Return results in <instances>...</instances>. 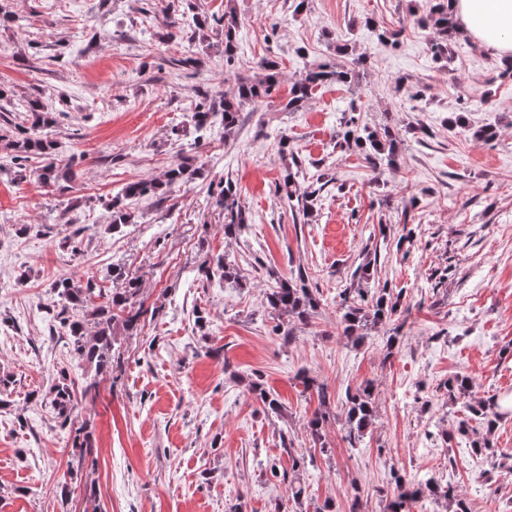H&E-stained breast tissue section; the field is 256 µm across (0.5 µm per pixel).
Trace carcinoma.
Here are the masks:
<instances>
[{
    "instance_id": "obj_1",
    "label": "carcinoma",
    "mask_w": 512,
    "mask_h": 512,
    "mask_svg": "<svg viewBox=\"0 0 512 512\" xmlns=\"http://www.w3.org/2000/svg\"><path fill=\"white\" fill-rule=\"evenodd\" d=\"M224 60L229 63L234 60L237 53L236 28L237 19L234 10L224 13ZM424 27L432 29L439 39L432 43L434 56L440 61H450L451 52L449 41L457 34V22L453 14L448 12V0H432L428 14L421 20ZM262 73L250 79H238L224 93V104L215 108L202 99L196 104L193 119L195 127L204 131L218 122L224 127V135H231L239 122V112L245 105L266 98L276 89L277 62L264 60L261 63ZM355 79L352 69L334 68L327 63L313 65L302 73L301 77L291 86L288 101L284 109L294 112L303 102L310 98L315 88L326 83L349 84ZM31 125L26 127L20 122L11 125L12 134H0V142L11 151V163L21 172L27 171L28 163L35 158L40 160L34 174L38 180L46 185H53L58 180L57 166L52 158L53 142L41 135L42 129L50 124L48 113L42 111L43 104L39 100L29 103ZM341 137L343 143L353 144L360 151L363 158L374 170L388 167L395 162L398 141L396 134L387 126L377 130L366 125H360L358 118L351 115L343 123ZM286 174L283 182L276 184L275 193L288 202H297L302 206V215L313 214L314 201L317 194L327 185L325 175L321 174L316 181L301 187L296 181V174L292 166L297 164L293 151L282 149ZM199 175V168L182 160L169 167L164 178H141L126 184L112 197V229L116 230L125 224L135 223V215L130 211V204L137 200H151L157 204L167 198L175 187L185 184ZM213 185L217 187V203L224 207L227 220L224 221V234L234 236L247 227L248 217L238 205V189L229 178H221ZM201 275L209 280L219 274L224 282L231 285H240L242 276L234 264L223 260L217 262L216 267L203 265ZM112 279L121 282V287L112 289L103 304H95V288L88 283L84 286L74 280L64 277L55 284V290L64 301L60 316V325L66 329L72 338L73 352L83 362L94 366V377L86 380L83 394L87 395L97 387V377L112 371V347L115 341L116 321H121L122 328L134 331L143 315V305L137 304L140 294V278L126 268L112 270ZM307 274L302 270L276 282L266 295L269 306L279 317H291L301 322L307 321L319 307V300L306 285ZM341 316L340 325L342 336L349 341L358 343L364 339L367 330L384 325L394 318L400 311V297L385 288L370 293L363 288L343 290L340 294ZM69 308L80 309L83 314L92 320L96 327L93 336H86L85 320L73 316H65ZM302 384L307 389L315 390L319 407L307 421V429L314 444L320 445V451H325L324 432L328 422L329 395L327 387L304 374L301 376ZM445 389L448 400H465L467 411L466 419L457 427V434L469 441L471 452L481 456L491 449L489 436L501 417L498 400L495 397L487 399L476 396L472 381L466 376H456L448 379ZM249 391L262 404L264 412L268 414H281L282 406L279 400L257 382L249 383ZM375 390L372 384L367 383L345 394L342 406L345 413L347 427L345 440L354 448L363 438L365 432L371 427L376 416ZM51 406L55 419L60 426L68 427L72 423V416L76 409V401L72 385L68 383L66 375H61L58 382L52 387ZM473 422L483 429V432L470 429L468 423ZM315 454L306 451L291 456L292 475L315 466ZM394 484L393 494L387 499L386 512H413L416 503L423 499L434 498L447 503L448 512H470L466 500L455 493L452 486H442L432 479L416 480L394 471L392 472Z\"/></svg>"
}]
</instances>
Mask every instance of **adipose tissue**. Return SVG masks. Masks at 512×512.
I'll list each match as a JSON object with an SVG mask.
<instances>
[{
	"label": "adipose tissue",
	"mask_w": 512,
	"mask_h": 512,
	"mask_svg": "<svg viewBox=\"0 0 512 512\" xmlns=\"http://www.w3.org/2000/svg\"><path fill=\"white\" fill-rule=\"evenodd\" d=\"M448 8L478 46L512 57V0H450Z\"/></svg>",
	"instance_id": "adipose-tissue-1"
}]
</instances>
